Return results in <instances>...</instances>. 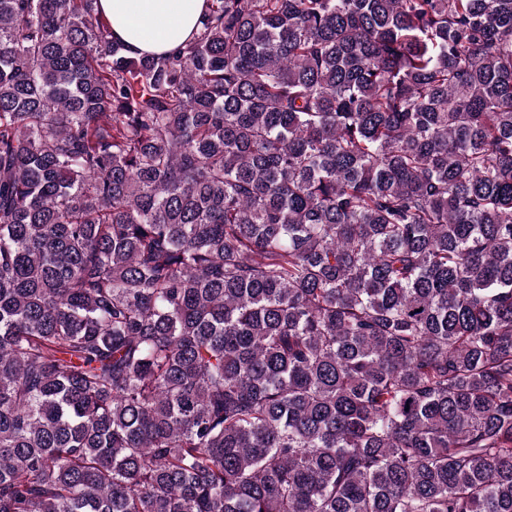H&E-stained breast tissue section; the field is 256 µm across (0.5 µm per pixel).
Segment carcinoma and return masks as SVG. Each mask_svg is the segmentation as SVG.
Returning a JSON list of instances; mask_svg holds the SVG:
<instances>
[{"label": "carcinoma", "instance_id": "carcinoma-1", "mask_svg": "<svg viewBox=\"0 0 512 512\" xmlns=\"http://www.w3.org/2000/svg\"><path fill=\"white\" fill-rule=\"evenodd\" d=\"M96 2L0 0V512H512V0ZM206 0H98L109 17L112 40L130 57L171 53L194 32L206 10Z\"/></svg>", "mask_w": 512, "mask_h": 512}]
</instances>
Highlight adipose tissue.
<instances>
[{
    "label": "adipose tissue",
    "mask_w": 512,
    "mask_h": 512,
    "mask_svg": "<svg viewBox=\"0 0 512 512\" xmlns=\"http://www.w3.org/2000/svg\"><path fill=\"white\" fill-rule=\"evenodd\" d=\"M128 56L171 53L199 27L206 0H97Z\"/></svg>",
    "instance_id": "obj_1"
}]
</instances>
